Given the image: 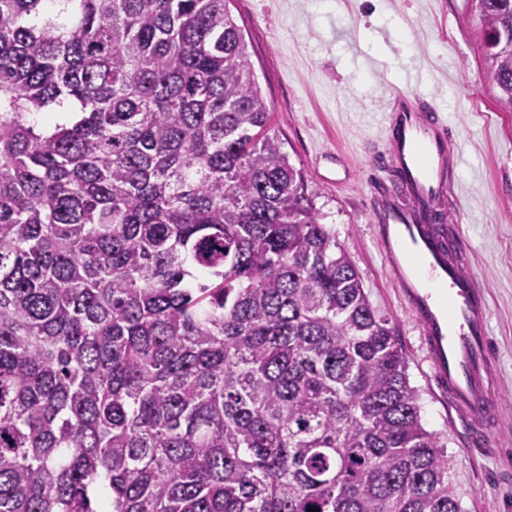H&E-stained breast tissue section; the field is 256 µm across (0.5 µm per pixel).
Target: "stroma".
Returning <instances> with one entry per match:
<instances>
[{
	"label": "stroma",
	"mask_w": 512,
	"mask_h": 512,
	"mask_svg": "<svg viewBox=\"0 0 512 512\" xmlns=\"http://www.w3.org/2000/svg\"><path fill=\"white\" fill-rule=\"evenodd\" d=\"M229 8L290 163L303 169L323 223L405 348L422 423L447 443L448 483L462 512H512V472L468 446L465 419L436 386L373 221L372 183L388 176L378 165L386 117L394 88L409 80L447 119L448 178L469 270L488 292L498 433L512 455V111L488 81L472 0H230Z\"/></svg>",
	"instance_id": "stroma-1"
}]
</instances>
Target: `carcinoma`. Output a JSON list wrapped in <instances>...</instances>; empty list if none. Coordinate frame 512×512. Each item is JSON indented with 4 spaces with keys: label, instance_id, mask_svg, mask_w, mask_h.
I'll list each match as a JSON object with an SVG mask.
<instances>
[{
    "label": "carcinoma",
    "instance_id": "1",
    "mask_svg": "<svg viewBox=\"0 0 512 512\" xmlns=\"http://www.w3.org/2000/svg\"><path fill=\"white\" fill-rule=\"evenodd\" d=\"M311 507L460 512L227 0H0V512Z\"/></svg>",
    "mask_w": 512,
    "mask_h": 512
}]
</instances>
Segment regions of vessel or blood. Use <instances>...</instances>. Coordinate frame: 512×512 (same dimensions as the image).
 <instances>
[{"label":"vessel or blood","instance_id":"obj_1","mask_svg":"<svg viewBox=\"0 0 512 512\" xmlns=\"http://www.w3.org/2000/svg\"><path fill=\"white\" fill-rule=\"evenodd\" d=\"M394 98L383 164L397 172V183L375 185L382 255L422 329L439 390L465 415L469 442L488 449L497 439V410L489 390L495 349L487 293L467 269L468 253L451 249L439 226L418 221L419 214L445 212L452 194L446 121L411 88H395Z\"/></svg>","mask_w":512,"mask_h":512}]
</instances>
